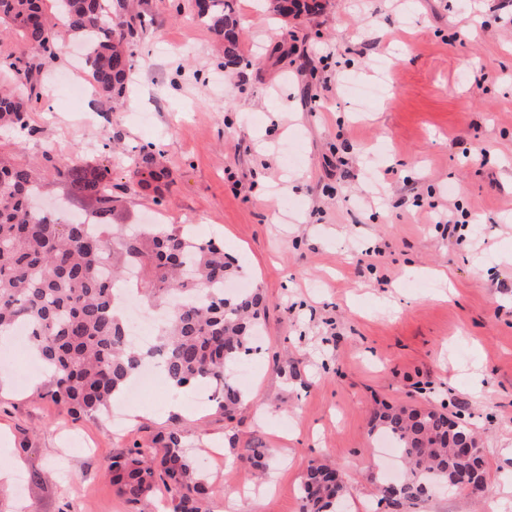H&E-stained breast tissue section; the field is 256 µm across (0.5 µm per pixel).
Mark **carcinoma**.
<instances>
[{
    "label": "carcinoma",
    "instance_id": "cac0c4a2",
    "mask_svg": "<svg viewBox=\"0 0 512 512\" xmlns=\"http://www.w3.org/2000/svg\"><path fill=\"white\" fill-rule=\"evenodd\" d=\"M268 11L281 17L312 15L322 0H267ZM195 17L221 45L231 69L241 63L240 20L235 0H189ZM0 25L30 46L35 55L8 63L14 85L0 90V127L31 131L29 113L38 101L36 74L60 58L58 29L81 43L84 64L100 102L109 104L125 90L133 47L146 30V11L134 0H0ZM130 175L141 184L160 181L168 172L159 166L150 146L130 151ZM74 195L93 205L97 225L112 216V182L91 169L79 155L57 167ZM39 194L38 169L19 166L0 156V336L25 323L31 348L48 368V393L70 416L104 413L112 399L156 355L161 373L176 390L206 382L212 401L231 422L246 401L233 369L261 351L256 332L266 299L261 289L229 294L224 283L239 277L235 257L211 239H194L180 227L148 224L108 239L103 231L61 214L33 208ZM141 270L142 294L152 307L180 297L158 326L148 349L129 344L113 284L124 269ZM369 434L388 438L403 464L404 480L394 495L392 483L378 486V503L390 499L409 509L434 488L466 484L469 492L484 490L482 453H459L453 440L475 438L467 423L448 421L436 407L388 405L375 411ZM268 448H242L240 460L262 470ZM117 493L131 505L166 489L167 512H205L212 487L181 448L177 431L159 435L155 446H135L109 457ZM300 512H342L346 493L342 473L328 465L309 466L300 488Z\"/></svg>",
    "mask_w": 512,
    "mask_h": 512
}]
</instances>
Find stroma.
Returning a JSON list of instances; mask_svg holds the SVG:
<instances>
[{
    "mask_svg": "<svg viewBox=\"0 0 512 512\" xmlns=\"http://www.w3.org/2000/svg\"><path fill=\"white\" fill-rule=\"evenodd\" d=\"M177 0H148L130 87L103 111L64 51L29 115L0 131L23 164L82 153L117 184L114 227L166 223L223 243L262 289L263 351L241 370L249 400L225 423L209 388L165 379L115 397L129 419L73 418L42 379L19 380L32 350L1 373L0 512H161L133 506L104 458L178 429L214 478L209 512H300L313 463L347 475L348 512H375L394 473L368 434L385 404L451 403L478 436L485 490L439 489L416 512H512V0H327L286 21L237 0L242 63L224 80L210 32ZM381 84L356 108L345 83ZM155 145L171 176L132 183L128 160L92 142ZM468 212L470 246L431 206ZM482 395H475V388ZM275 449L260 498L237 449ZM222 461L207 462L208 449Z\"/></svg>",
    "mask_w": 512,
    "mask_h": 512,
    "instance_id": "1",
    "label": "stroma"
}]
</instances>
